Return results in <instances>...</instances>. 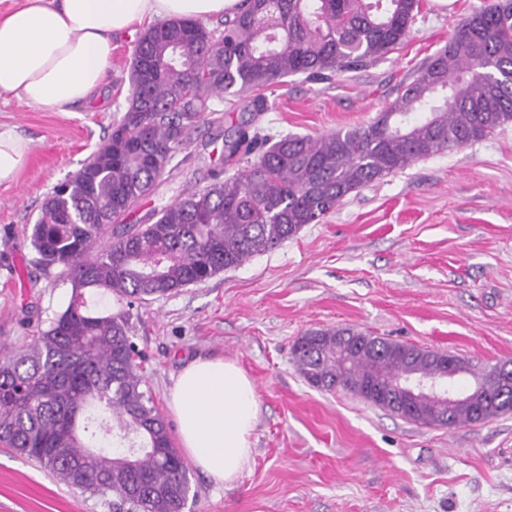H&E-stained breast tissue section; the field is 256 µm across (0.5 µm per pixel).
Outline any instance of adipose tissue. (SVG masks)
Instances as JSON below:
<instances>
[{
  "instance_id": "ef3b65f1",
  "label": "adipose tissue",
  "mask_w": 512,
  "mask_h": 512,
  "mask_svg": "<svg viewBox=\"0 0 512 512\" xmlns=\"http://www.w3.org/2000/svg\"><path fill=\"white\" fill-rule=\"evenodd\" d=\"M239 0H22L0 13V99L55 112L90 104L106 83L114 36L143 20H207ZM31 149L15 127L0 124V180L24 165ZM180 444L193 464L218 483L233 484L252 457L259 403L236 362L198 358L169 395Z\"/></svg>"
}]
</instances>
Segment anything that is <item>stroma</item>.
Instances as JSON below:
<instances>
[{"label":"stroma","instance_id":"stroma-1","mask_svg":"<svg viewBox=\"0 0 512 512\" xmlns=\"http://www.w3.org/2000/svg\"><path fill=\"white\" fill-rule=\"evenodd\" d=\"M488 0H422L412 33L378 61L330 79L289 77L268 104L212 98L220 123L200 125L178 166L127 224L235 173L224 138L241 123L271 139L319 138L372 121ZM135 38L112 40L108 81L92 105L50 112L0 101V124L31 142L0 181V344L25 348L63 310L69 283L34 264L29 234L43 198L78 170L119 118ZM137 361L169 427L168 392L198 357L235 361L260 415L254 453L231 487L190 468L184 512H512V411L453 428L416 424L343 389L309 384L292 356L312 330L351 327L482 365L512 360V123L416 160L347 196L322 223L206 283L129 310ZM0 512H112L109 499L57 481L0 446Z\"/></svg>","mask_w":512,"mask_h":512}]
</instances>
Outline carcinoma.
Here are the masks:
<instances>
[{
  "mask_svg": "<svg viewBox=\"0 0 512 512\" xmlns=\"http://www.w3.org/2000/svg\"><path fill=\"white\" fill-rule=\"evenodd\" d=\"M420 10L421 0H241L220 33L182 19L139 34L126 111L43 199L32 225L35 264L69 282L71 297L0 364V444L69 487L112 496V512H183L187 465L145 389L128 317L91 308L87 293L131 305L203 284L320 223L359 188L511 123L512 0L461 20L370 123L272 144L244 124L224 149L245 169L212 173L150 224L120 220L172 171L198 123L221 121L212 95L239 97L301 74L324 80L379 59L406 41ZM345 336L357 343L342 367L336 351ZM293 356L312 385L351 382L373 406L426 426L512 410V390L492 384L496 368L457 356L455 368L486 381L482 394L458 401L445 419L423 401L392 405L373 387L409 370L434 372L446 357L352 328L311 331Z\"/></svg>",
  "mask_w": 512,
  "mask_h": 512,
  "instance_id": "obj_1",
  "label": "carcinoma"
}]
</instances>
